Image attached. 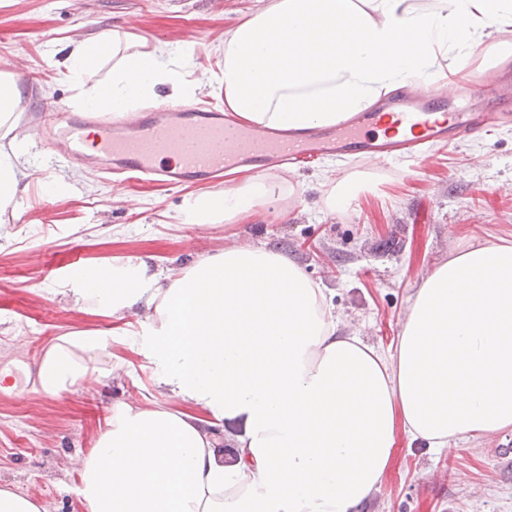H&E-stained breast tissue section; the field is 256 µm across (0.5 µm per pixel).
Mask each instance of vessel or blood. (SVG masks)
Returning <instances> with one entry per match:
<instances>
[{
    "label": "vessel or blood",
    "mask_w": 512,
    "mask_h": 512,
    "mask_svg": "<svg viewBox=\"0 0 512 512\" xmlns=\"http://www.w3.org/2000/svg\"><path fill=\"white\" fill-rule=\"evenodd\" d=\"M512 121L506 108L478 112L444 89L404 92L330 127L303 131L247 124L230 112L169 103L116 118L83 115L66 122L52 146L58 162L80 160L84 146L129 179L150 176L179 185L215 180L239 169L268 174L325 156L362 158L382 165L393 159H425L448 138L488 133Z\"/></svg>",
    "instance_id": "vessel-or-blood-1"
}]
</instances>
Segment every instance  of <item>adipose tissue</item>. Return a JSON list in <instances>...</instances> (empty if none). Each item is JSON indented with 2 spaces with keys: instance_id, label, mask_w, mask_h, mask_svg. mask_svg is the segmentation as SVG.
Masks as SVG:
<instances>
[{
  "instance_id": "obj_1",
  "label": "adipose tissue",
  "mask_w": 512,
  "mask_h": 512,
  "mask_svg": "<svg viewBox=\"0 0 512 512\" xmlns=\"http://www.w3.org/2000/svg\"><path fill=\"white\" fill-rule=\"evenodd\" d=\"M512 29V0H269L224 35V108L267 127L332 126L415 80L469 81L476 51ZM116 56L90 103L128 108L156 87L187 95L160 50L120 34L77 44V77ZM22 93L0 74V210L27 188L16 129ZM255 176L188 199L191 224H233L282 199ZM67 296L121 315L142 307L135 343L174 414L122 403L81 463L85 512H355L384 483L399 434L446 447L512 429V244H472L415 289L393 351L343 335L323 288L285 254L234 244L163 274L143 260L70 273ZM106 337H63L39 377L57 396L89 361L113 372ZM239 426L234 463L201 413Z\"/></svg>"
}]
</instances>
